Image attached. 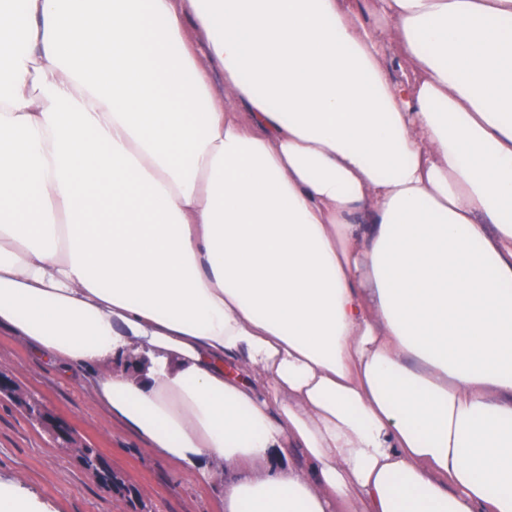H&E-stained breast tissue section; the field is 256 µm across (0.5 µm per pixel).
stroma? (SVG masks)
<instances>
[{"mask_svg": "<svg viewBox=\"0 0 512 512\" xmlns=\"http://www.w3.org/2000/svg\"><path fill=\"white\" fill-rule=\"evenodd\" d=\"M0 374L64 419L76 439L97 448L126 489L109 493L66 445L25 407L0 395V479H20L53 512H224L223 475L199 481L94 404L79 376L60 379L14 336L0 332Z\"/></svg>", "mask_w": 512, "mask_h": 512, "instance_id": "35a3bbf8", "label": "stroma"}]
</instances>
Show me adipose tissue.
I'll list each match as a JSON object with an SVG mask.
<instances>
[{"label": "adipose tissue", "instance_id": "adipose-tissue-1", "mask_svg": "<svg viewBox=\"0 0 512 512\" xmlns=\"http://www.w3.org/2000/svg\"><path fill=\"white\" fill-rule=\"evenodd\" d=\"M0 328L224 512H512V0H0Z\"/></svg>", "mask_w": 512, "mask_h": 512}]
</instances>
